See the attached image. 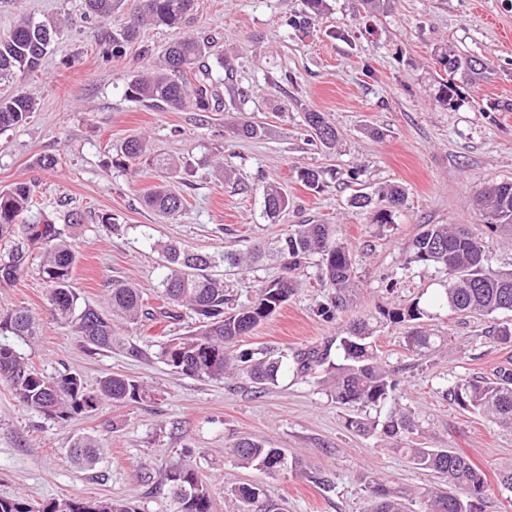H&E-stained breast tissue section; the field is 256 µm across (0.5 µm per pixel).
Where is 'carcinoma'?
<instances>
[{
    "instance_id": "1",
    "label": "carcinoma",
    "mask_w": 512,
    "mask_h": 512,
    "mask_svg": "<svg viewBox=\"0 0 512 512\" xmlns=\"http://www.w3.org/2000/svg\"><path fill=\"white\" fill-rule=\"evenodd\" d=\"M88 19L111 21L115 0H85ZM196 0H140V5L119 29L101 39L103 55L120 57L142 27L178 28L195 10ZM327 9L326 0H304L299 13L283 16V23L303 32L313 19ZM63 32L59 18L36 21L30 16L18 17L12 29L0 35V84L20 74L39 70L54 39ZM210 37L189 36L173 42L165 53L164 65L132 78L124 96L153 107L174 109L186 106L198 112L218 110L224 106L219 91L221 80L213 72L226 69L224 58L211 57ZM37 102L29 94L17 91L0 96V131L24 123L36 111ZM305 126L319 143L336 145V127L322 112H307ZM230 132L234 138H256L263 127L246 112L239 113ZM265 212L271 219L288 209L286 193L275 185L263 187ZM386 205L372 211L376 224L392 223L395 209L404 205L402 187L390 185L381 192ZM32 190L26 183H16L0 190V241L15 236L16 225L29 241L45 245L40 274L46 285V296L57 323L70 327L93 350L122 348L132 358L140 350L125 344L117 336L116 324L143 325L180 323L191 314L196 329L161 336L156 340L157 355L171 371L192 378L221 382L230 374L243 376L261 386H274L286 365L287 357L267 348L235 350L238 338L248 335L269 316L277 312L299 286L297 271L311 256H319L318 280L336 289V300L350 287L354 258L338 237L334 224H293L281 241L283 273L261 285L254 298L243 304L232 303L226 294L224 279L215 273L223 262L239 267L258 258L259 250L246 255L227 252L220 258L188 252L174 244L162 246V258L168 274L161 282L162 304L145 303L143 291L124 281L112 282L111 315L80 302L72 287V273L77 251L58 237L52 221L42 217L27 222L32 208ZM145 204L163 219H174L183 210L179 195L160 185L145 197ZM473 205L485 216L489 228L512 224V182H488L473 198ZM20 247L11 249L8 263L1 272L16 278L23 265ZM408 262L432 266L443 271L447 279L434 302L454 313L491 315L512 312V270H496L487 264L482 242L463 224H429L412 245ZM379 317L363 318L346 329L340 337V359L330 360V350H310L292 357L300 374L318 368L332 383L336 403L352 406L357 413L347 418V426L363 435H378L391 442L392 450L405 454L417 469L439 474L443 484L420 488L411 494L396 491L373 477L369 478L364 512H410L407 499L420 501V512H482V500L488 490L484 475L467 456L452 448H426L406 444L411 435L422 433L420 417L411 410L397 407L381 414L388 401L394 399L397 382L382 365L377 354L376 324L387 322L408 326L406 349L414 356L427 357L447 344L442 336H433L420 326L428 316L417 300L406 306L380 305ZM0 333L34 338L39 335V322L24 308L0 312ZM0 382L4 383L27 407L58 422L98 409L100 404L140 403L154 398L152 390L142 383L120 374L107 375L90 388L81 375L66 373L60 377L44 374L30 365L14 347L0 343ZM453 402L466 411L479 412L503 428H512V368L500 366L494 378L459 379L444 390ZM376 415H370V411ZM103 443L83 435L75 438L69 453L80 464L91 465L99 458ZM232 454L245 468L276 472L288 468V455L280 448H267L249 438L238 439ZM169 483V512H213L212 493L189 464L174 468L165 475ZM236 512H278V503L264 487L243 484L232 491ZM0 512H140L126 499L66 498L35 506L27 499L0 497Z\"/></svg>"
}]
</instances>
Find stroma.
Masks as SVG:
<instances>
[{
    "instance_id": "obj_1",
    "label": "stroma",
    "mask_w": 512,
    "mask_h": 512,
    "mask_svg": "<svg viewBox=\"0 0 512 512\" xmlns=\"http://www.w3.org/2000/svg\"><path fill=\"white\" fill-rule=\"evenodd\" d=\"M82 0H0V34L23 14L66 19L37 76L17 80L38 101L27 122L0 133V189L17 182L33 191V208L55 221L79 254L73 286L81 299L106 309L112 283L143 288L159 305L156 288L167 274L159 243L177 242L215 255L248 252L262 258L246 269L220 267L230 295L246 301L278 276V247L292 224H334L355 257V278L346 306L333 319L318 316L331 289L317 284L315 267L288 302L239 349L271 348L284 354L335 345L353 320L390 302L430 301L441 274L408 263L413 239L427 224H466L485 247L490 266L512 269V229L491 230L472 198L489 181H512V0H390L369 15L358 0H329L308 34L282 24L302 0H198L191 33L213 36L214 50L248 88L239 104L222 87L218 111L157 110L125 98L126 84L159 66L176 29L142 30L119 58L99 49L103 23L85 19ZM150 55H142V48ZM458 61L444 68L441 52ZM448 103H436L440 85ZM12 86V87H15ZM12 87L0 86V93ZM264 129L261 137L224 136L238 110ZM309 111L325 113L336 126L334 149L310 142ZM144 136L152 155L171 157L175 168L122 159L121 144ZM56 157L55 168L42 165ZM223 171H216V164ZM320 170V190L306 188L300 170ZM358 178H351V171ZM231 179H223V172ZM274 183L290 204L277 223L264 212L262 186ZM165 184L183 198L174 220L160 219L143 196ZM388 184L404 188L407 201L391 223H373L355 209V192L375 194ZM77 212L81 223H68ZM117 227L106 230L102 216ZM25 267L18 278H0V311L23 306L41 321L32 342L1 340L45 374L82 375L87 385L122 374L151 387L155 400L103 404L61 424L19 402L0 384V496L36 503L80 496L136 502L141 512H166L164 476L191 463L212 491L213 512H232V489L265 486L282 512H363L367 477L413 489L435 476L415 468L389 443L346 426L347 407L331 397L321 374L285 369L277 385L258 389L245 380L202 381L174 373L156 357L154 337L164 325H119L117 333L142 350L140 358L89 349L61 328L45 301L39 274L42 246L23 242ZM512 313H453L431 306L423 324L447 337V346L417 360L404 343L406 329L386 325L377 345L398 381V406L419 412L422 441L466 455L488 484L483 512H512V492L498 482L512 471V429L460 409L444 393L445 381L492 377L512 362V343L494 341L490 330ZM92 435L107 448L90 468L73 464V438ZM249 437L284 449L294 464L268 474L240 467L228 448Z\"/></svg>"
}]
</instances>
